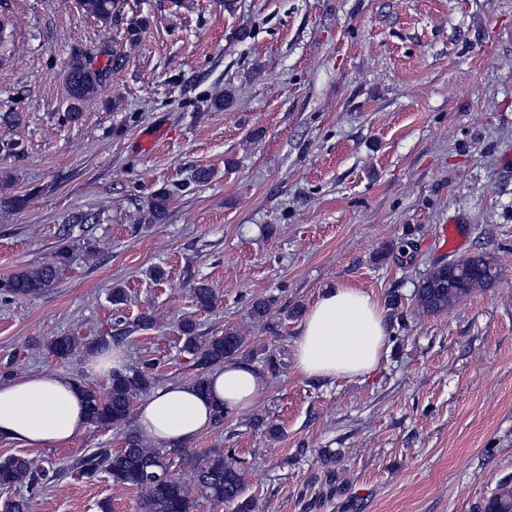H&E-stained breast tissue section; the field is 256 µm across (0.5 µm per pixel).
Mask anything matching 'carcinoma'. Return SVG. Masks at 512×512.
<instances>
[{"instance_id":"1","label":"carcinoma","mask_w":512,"mask_h":512,"mask_svg":"<svg viewBox=\"0 0 512 512\" xmlns=\"http://www.w3.org/2000/svg\"><path fill=\"white\" fill-rule=\"evenodd\" d=\"M81 9L106 24L115 17L118 0H79ZM108 74V68L94 69L80 58L74 59L67 72L69 106L67 119H79L83 104L93 99ZM171 201L165 189L155 191L149 207L141 216L145 224L166 220ZM71 248L62 247L54 261L33 265L0 278V302L8 304L18 298L38 297L56 285L63 268L69 263ZM466 268L457 271L446 266L430 269L416 293L418 307L426 313L448 310L472 290L492 285L499 276L497 265L486 255L478 254L465 260ZM195 305L203 311L217 307L218 296L203 282L192 288ZM276 298L257 297L249 306L250 319L267 321ZM182 350L190 356L197 374L193 385L205 387L208 371L234 359H254L263 356L267 370L280 373L281 360L269 350L249 348V342L235 328L224 329L220 336H202L190 317L178 323ZM119 336H97L85 339L75 335L55 336L46 349L58 360L66 361L81 353L89 357L108 356L119 344ZM158 359L150 358L126 364L111 371L100 388L76 381L83 391L90 425L124 431V447L119 450L93 448L79 457L68 469L54 470L40 466L33 459L10 455L0 459V489L25 488L38 490L65 476L92 480L108 474L113 484L139 491L137 512H192L198 500L215 504L237 503V512H255L256 503L244 494L243 461L232 448H209L202 452L182 446L164 447L149 442L138 430L128 427L137 399L147 395L156 385ZM168 471L169 480L160 484L144 481L145 472ZM484 512H512V488L506 485L490 498Z\"/></svg>"}]
</instances>
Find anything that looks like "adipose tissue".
I'll use <instances>...</instances> for the list:
<instances>
[{
  "label": "adipose tissue",
  "mask_w": 512,
  "mask_h": 512,
  "mask_svg": "<svg viewBox=\"0 0 512 512\" xmlns=\"http://www.w3.org/2000/svg\"><path fill=\"white\" fill-rule=\"evenodd\" d=\"M388 328L380 302L359 288H323L293 341V367L304 379L362 378L380 364ZM268 380L252 366L212 368L204 389L170 382L137 406L140 432L158 445H182L205 432L217 409L234 415L257 405ZM89 425L84 395L71 379L43 370L0 384V438L34 448L72 440Z\"/></svg>",
  "instance_id": "adipose-tissue-1"
}]
</instances>
